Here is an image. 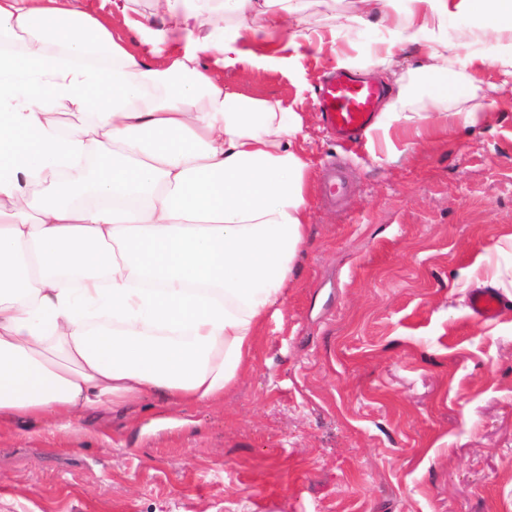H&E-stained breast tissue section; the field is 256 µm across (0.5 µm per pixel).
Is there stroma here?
I'll return each mask as SVG.
<instances>
[{
  "mask_svg": "<svg viewBox=\"0 0 512 512\" xmlns=\"http://www.w3.org/2000/svg\"><path fill=\"white\" fill-rule=\"evenodd\" d=\"M330 46L280 38L228 90L303 117L310 234L281 313L218 405L148 398L78 431L0 433V512H512V288L474 317L463 270L512 235V83L483 122L392 161L325 128ZM348 186L323 199L325 166Z\"/></svg>",
  "mask_w": 512,
  "mask_h": 512,
  "instance_id": "35a3bbf8",
  "label": "stroma"
}]
</instances>
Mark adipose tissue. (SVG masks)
Returning a JSON list of instances; mask_svg holds the SVG:
<instances>
[{"instance_id":"ef3b65f1","label":"adipose tissue","mask_w":512,"mask_h":512,"mask_svg":"<svg viewBox=\"0 0 512 512\" xmlns=\"http://www.w3.org/2000/svg\"><path fill=\"white\" fill-rule=\"evenodd\" d=\"M304 2L217 0L234 26L198 38L201 10L164 0L168 28L138 22L131 46L107 17L0 0V429L48 417L70 433L145 397L211 405L249 364L308 237L312 162L300 113L212 68H261L247 42L294 28L324 44ZM356 3L346 26L382 33L336 65L393 73L370 128L381 155L400 133L429 143L482 122L478 73L512 77V0ZM455 18L473 22L463 36ZM407 45L422 61L403 74Z\"/></svg>"}]
</instances>
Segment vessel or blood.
Returning a JSON list of instances; mask_svg holds the SVG:
<instances>
[{
	"label": "vessel or blood",
	"instance_id": "1",
	"mask_svg": "<svg viewBox=\"0 0 512 512\" xmlns=\"http://www.w3.org/2000/svg\"><path fill=\"white\" fill-rule=\"evenodd\" d=\"M382 94L380 85L348 72L329 77L320 90V108L328 128L342 142L348 143L375 119L376 102ZM502 300L494 289L473 293L471 309L483 319L494 318Z\"/></svg>",
	"mask_w": 512,
	"mask_h": 512
}]
</instances>
